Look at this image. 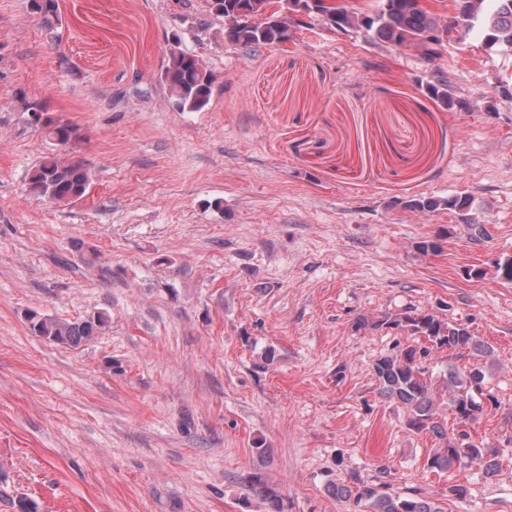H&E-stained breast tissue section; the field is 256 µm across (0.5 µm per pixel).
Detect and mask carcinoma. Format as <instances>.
<instances>
[{
  "mask_svg": "<svg viewBox=\"0 0 512 512\" xmlns=\"http://www.w3.org/2000/svg\"><path fill=\"white\" fill-rule=\"evenodd\" d=\"M293 4L294 0H222L224 9L218 15L224 18L225 40L251 48L286 43L294 26ZM31 7L46 23L59 21L58 0H31ZM316 10L331 28L355 30L371 42L379 40L395 46L414 44L423 48L429 57L439 55L440 50L422 43L421 37L436 31L447 35L454 31L457 41L473 39L488 50L512 51V0H458L456 16L449 27L417 7L413 0H378L375 8L367 12L344 7L327 9L321 5L316 6ZM163 79L179 109L199 112L208 106L213 75L198 56L182 51L171 52ZM426 95L442 107L451 104L448 82L442 79L428 83ZM39 123L47 136L61 145L81 138L76 128L50 117H39ZM89 185L83 161L58 155L45 157L28 177L29 192L56 205L81 199ZM406 206L421 212L442 207L465 216L470 198L463 195L441 199L419 196L406 201ZM26 321L31 335L76 348L104 334L110 328L111 317L98 311L83 319L68 321L31 309L26 313ZM390 324L403 326L412 334L425 337L431 346L438 349L446 347L460 358L474 351L481 354L490 352V346L477 342L464 326L445 323L430 314L406 315L401 320L390 321ZM428 356L429 350L409 346L379 359L374 370L381 393L410 409V427L428 429L444 439L443 445L434 450L431 468L448 471L466 463L479 467L485 475L493 474L497 467L495 449L475 443L465 430L450 436L433 421V383L428 367L424 365ZM484 379L482 368L475 365L462 371L456 366L447 369L448 409L458 425L464 427L475 422L482 412L477 396L483 395ZM250 487L272 505V512H281L279 496L263 474H254ZM336 496L354 498V502L367 508V512H442L433 500L393 496L377 484H365L354 489L338 486Z\"/></svg>",
  "mask_w": 512,
  "mask_h": 512,
  "instance_id": "1",
  "label": "carcinoma"
}]
</instances>
